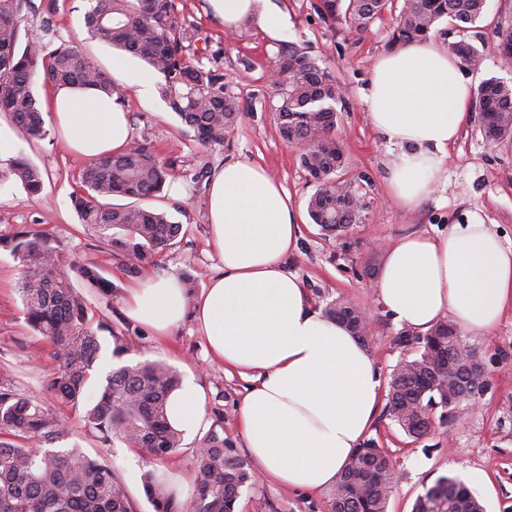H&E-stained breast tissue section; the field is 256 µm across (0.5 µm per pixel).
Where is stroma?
I'll use <instances>...</instances> for the list:
<instances>
[{"label":"stroma","instance_id":"stroma-1","mask_svg":"<svg viewBox=\"0 0 512 512\" xmlns=\"http://www.w3.org/2000/svg\"><path fill=\"white\" fill-rule=\"evenodd\" d=\"M47 1L50 0H31L30 7L21 13L22 27L38 30L44 21H51V44L66 42L80 47L111 72L123 67L143 69L138 58L90 39L83 23L87 0H51L55 9L50 15L44 11ZM316 2L268 0L269 8L285 19L282 35L273 38L256 24L226 29L208 10L206 0H175L180 21L195 37V48L204 50L207 61L223 67L227 91L245 108L241 126L227 136L223 145H200L193 131L181 123L162 98L146 104L131 90L124 106L131 116L132 144L148 145L159 158L172 162L169 180L183 189L180 196L168 194L156 202L173 222L182 226L161 269L197 276L198 288L206 287L218 260L207 243V187L195 182L194 177L229 160L261 164L284 187L297 210L300 235L296 249L284 261L286 270L299 278L317 308L344 299L367 312L372 321L367 346L386 378L402 359L416 353L415 346L401 343V325L376 295L386 249L401 236H435L447 232L450 225L466 224L476 218L494 225L503 241L512 244V139L489 144L478 112L470 111L448 149L444 171L431 194L415 208L400 206L387 189L392 147L372 126L362 93L379 56L392 49V31L405 0H392L390 10L362 31L350 29L341 21L323 19L316 11ZM510 26L512 0H487L484 15L476 24L464 29L443 19L435 25L432 36L447 46L465 41L479 51L480 65L466 71L474 82L494 77L512 84V66L504 60L500 36ZM291 44L306 48L316 64L327 69L342 88L343 96L336 101L334 110L335 133L346 158L343 174L361 176L368 182L364 222L339 235L326 234L312 223L307 200L314 186L294 149L285 146L278 134L274 112L277 96L269 73L284 47ZM20 156L41 169L42 195H30L12 174V162ZM77 174L76 158L64 150L58 136L30 142L14 129L0 139V366L7 367L20 392L48 406L54 403L49 382L59 361L54 346L33 333L25 320L18 290L23 268L11 250L3 246V239L21 229L43 231L72 256L95 266L113 285L107 301L86 291L85 297L97 316L120 311L125 288L150 273L146 267L130 271L117 251L82 224L71 200L79 188ZM112 326L125 334L132 349L127 355L114 357L109 333H101L103 364L93 373L87 399H94L112 369L145 360L166 362L181 377H195L202 385L208 425H223L225 439L237 454H244L237 408L246 383L211 362L193 320H185L162 340L148 329L122 320L113 321ZM466 342L481 358L486 375L483 390L447 418L433 416L428 435L419 440L409 438L393 421L387 403L378 407L368 438L389 454L397 475L387 512H412L417 498L440 477L464 480L475 470L486 475L485 484L472 489L486 512H512V310L490 335L470 336ZM58 413L68 426L62 447L76 445L92 456L105 454L124 480L137 512H153L142 483L147 470L167 471L176 481L195 487L194 454L200 435L184 438L176 453L155 459L119 443L103 448L85 429L82 409L62 407ZM329 510L327 494L284 490L260 479L242 488L238 502V512Z\"/></svg>","mask_w":512,"mask_h":512}]
</instances>
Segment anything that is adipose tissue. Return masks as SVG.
I'll return each instance as SVG.
<instances>
[{
	"label": "adipose tissue",
	"instance_id": "1",
	"mask_svg": "<svg viewBox=\"0 0 512 512\" xmlns=\"http://www.w3.org/2000/svg\"><path fill=\"white\" fill-rule=\"evenodd\" d=\"M208 2L229 30L255 15L268 33L284 27L262 0ZM475 91L458 57L434 39L378 58L363 100L373 127L396 149L388 190L397 203L411 208L429 194ZM48 119L69 152L86 160L119 155L130 144L123 105L92 89H56ZM206 221L221 272L190 299L177 275L153 273L128 289L125 316L156 336L194 320L212 361L251 382L238 425L263 479L289 490L328 489L378 409L375 361L285 270L299 226L287 193L263 166L231 160L217 168ZM376 289L395 321L416 332L428 333L448 317L458 335L488 334L512 309V247L479 221L453 225L439 238L408 235L387 250ZM166 412L184 435L205 426L194 379L169 395Z\"/></svg>",
	"mask_w": 512,
	"mask_h": 512
}]
</instances>
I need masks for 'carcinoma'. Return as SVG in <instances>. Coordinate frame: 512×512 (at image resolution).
<instances>
[{"mask_svg": "<svg viewBox=\"0 0 512 512\" xmlns=\"http://www.w3.org/2000/svg\"><path fill=\"white\" fill-rule=\"evenodd\" d=\"M84 23L93 39L128 52L162 77L160 92L181 122L203 146H222L241 122L243 108L224 86V71L189 53L192 36L174 12V0H87ZM26 0H0V113L30 139L49 135L35 79L45 85L95 88L118 99L125 87L82 49L64 42L51 48L34 30H20ZM486 0H407L392 43L427 37L447 17L466 28L483 14ZM389 0H319L316 9L329 20L364 30L388 10ZM452 51L463 64L476 66L479 54L465 42ZM275 71L282 76L274 106L278 132L288 146L306 141L301 167L313 179L308 200L313 223L334 234L365 219V207L336 180L345 155L334 133L332 102L340 98L335 79L303 48L289 47ZM483 133L491 143L512 138V84L483 82L476 93ZM169 164L144 145L125 153L88 161L79 167L82 193L74 196L81 221L111 247L121 251L130 269L156 262L172 248L181 225L166 212L148 206L162 197ZM12 172L31 194L43 188L41 171L17 158ZM128 200L111 203L112 197ZM6 246L26 266L21 292L28 325L56 348L59 360L49 388L71 407L83 400L85 387L100 356L99 333L113 340V354L129 351L126 338L112 329V318L93 320L79 280L103 296L112 283L98 270L68 255L48 234L17 232ZM357 306L347 300L330 303L331 318L350 316ZM402 342L419 345V355L403 359L389 381V411L399 428L419 439L428 432L425 419L436 408L447 410L481 391L474 380L479 358L474 348L441 323L424 336L402 333ZM179 387L176 372L160 361L128 364L112 371L97 399L84 412V427L105 445L116 442L163 458L182 447V434L166 418L168 394ZM448 388L443 402L442 388ZM67 427L52 409L13 386L0 372V512H136L124 481L102 457L80 448H56ZM197 486L194 498L178 500L170 478L148 470L142 481L154 512H235L241 489L253 480L247 463L230 443L211 429L195 450ZM393 471L390 457L373 443L360 446L329 498L330 512H387ZM414 512H484L480 501L454 477H442L419 497Z\"/></svg>", "mask_w": 512, "mask_h": 512, "instance_id": "carcinoma-1", "label": "carcinoma"}]
</instances>
